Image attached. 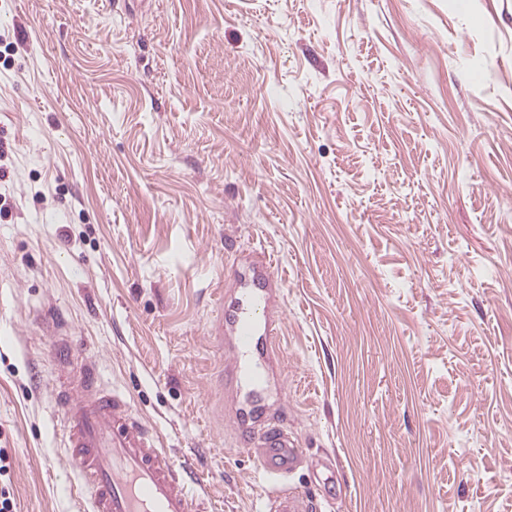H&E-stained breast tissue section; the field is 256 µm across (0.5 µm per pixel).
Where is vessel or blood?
I'll list each match as a JSON object with an SVG mask.
<instances>
[{
  "label": "vessel or blood",
  "mask_w": 512,
  "mask_h": 512,
  "mask_svg": "<svg viewBox=\"0 0 512 512\" xmlns=\"http://www.w3.org/2000/svg\"><path fill=\"white\" fill-rule=\"evenodd\" d=\"M233 264L211 336L223 358L219 389L230 402L227 421L259 451L268 482L267 512H313L312 498L286 488L304 458L276 417L285 380L275 372L270 350L285 320L284 282L261 253L235 257ZM41 324L56 370L64 446L90 512H211L195 471L176 462L155 427L133 411L126 393L107 386L70 327L51 312L42 315Z\"/></svg>",
  "instance_id": "b4317fda"
}]
</instances>
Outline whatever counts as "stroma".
<instances>
[{
    "label": "stroma",
    "instance_id": "35a3bbf8",
    "mask_svg": "<svg viewBox=\"0 0 512 512\" xmlns=\"http://www.w3.org/2000/svg\"><path fill=\"white\" fill-rule=\"evenodd\" d=\"M0 448L86 512L39 317L257 512L209 336L232 249L333 512H512V0H0Z\"/></svg>",
    "mask_w": 512,
    "mask_h": 512
}]
</instances>
